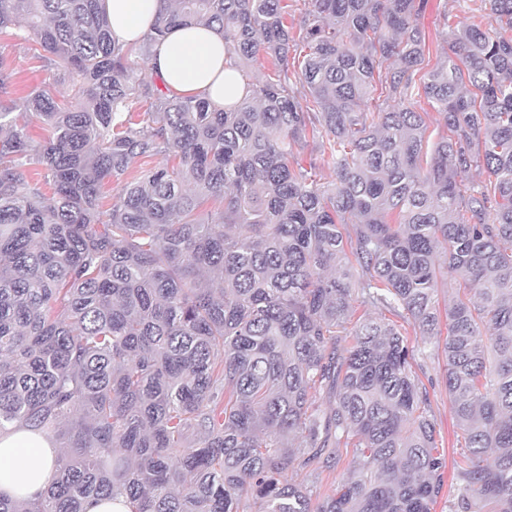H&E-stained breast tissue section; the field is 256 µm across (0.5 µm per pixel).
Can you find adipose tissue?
Masks as SVG:
<instances>
[{"mask_svg": "<svg viewBox=\"0 0 512 512\" xmlns=\"http://www.w3.org/2000/svg\"><path fill=\"white\" fill-rule=\"evenodd\" d=\"M116 43L142 41L159 17L160 0H101ZM151 67L171 95L199 96L216 107L245 97L248 88L234 55L214 30L180 26L152 47ZM60 454L45 435L25 426L0 434V493L34 499L48 488L57 473Z\"/></svg>", "mask_w": 512, "mask_h": 512, "instance_id": "obj_1", "label": "adipose tissue"}]
</instances>
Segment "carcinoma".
Masks as SVG:
<instances>
[{
    "instance_id": "cac0c4a2",
    "label": "carcinoma",
    "mask_w": 512,
    "mask_h": 512,
    "mask_svg": "<svg viewBox=\"0 0 512 512\" xmlns=\"http://www.w3.org/2000/svg\"><path fill=\"white\" fill-rule=\"evenodd\" d=\"M172 2L142 54L204 25L273 74L216 109L133 69L100 0H0V40L71 78L67 100L0 111V433L67 448L43 495L0 512H434L448 461L414 368L434 353L461 431L448 512H512V0H484L483 26L443 16L421 82L425 0H308L296 24L284 0ZM377 89L396 105L370 110ZM416 90L450 134L430 139ZM159 153L173 164L125 178ZM473 168L492 180L466 191Z\"/></svg>"
}]
</instances>
